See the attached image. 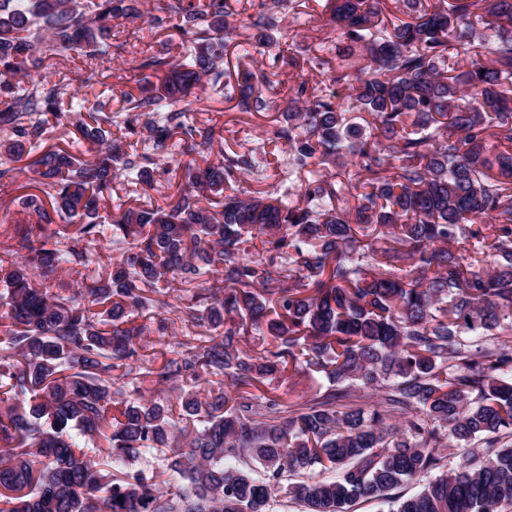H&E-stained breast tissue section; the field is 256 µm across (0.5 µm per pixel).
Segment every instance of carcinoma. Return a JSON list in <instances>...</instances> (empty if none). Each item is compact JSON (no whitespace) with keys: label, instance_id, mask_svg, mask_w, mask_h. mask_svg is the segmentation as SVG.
<instances>
[{"label":"carcinoma","instance_id":"obj_1","mask_svg":"<svg viewBox=\"0 0 512 512\" xmlns=\"http://www.w3.org/2000/svg\"><path fill=\"white\" fill-rule=\"evenodd\" d=\"M305 3L258 0L244 19L258 35L243 57L267 81L281 65L297 79L270 138L294 179L242 198L251 155L197 167L169 144L212 151L215 130L185 117L192 90L224 91L229 0L152 16L148 33L184 40L142 59L164 75L117 111L59 65L76 52L83 84L99 82L112 20L141 0H0L3 146L34 154L13 199L24 219L0 224V512H271L279 494L348 512L408 480L423 485L392 512L512 506V0H325L338 35L323 55L265 63L280 9ZM389 4L410 20L385 24ZM307 68L349 94H324ZM251 78L239 105L262 112ZM60 126L89 159L45 147ZM178 171L163 203L100 215L115 181ZM174 284L214 335L145 368L138 318ZM256 332L270 343L250 355L239 344ZM282 371L328 387L253 393ZM129 379L177 403L131 398ZM475 442L484 462L424 480Z\"/></svg>","mask_w":512,"mask_h":512}]
</instances>
